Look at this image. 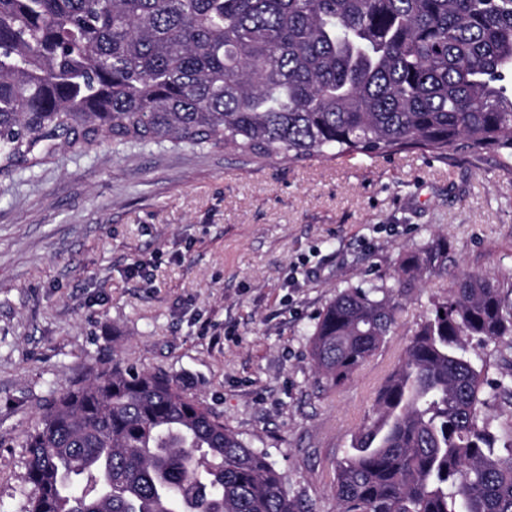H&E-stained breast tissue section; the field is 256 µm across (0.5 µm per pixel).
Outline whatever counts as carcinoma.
Returning <instances> with one entry per match:
<instances>
[{
  "label": "carcinoma",
  "instance_id": "carcinoma-1",
  "mask_svg": "<svg viewBox=\"0 0 512 512\" xmlns=\"http://www.w3.org/2000/svg\"><path fill=\"white\" fill-rule=\"evenodd\" d=\"M512 0H0V176L62 149L170 142L252 159L489 150L512 169ZM448 275V239L393 282L336 291L309 339L347 380L395 330L397 297ZM512 283L453 279L336 464L338 512H512ZM25 512H303L267 454L161 369L114 360L27 436ZM502 351H504L503 346L490 344L486 347H482L477 346L474 341L472 355L479 363L483 362L484 364H487L491 374H499L502 371L506 372L510 370V366L502 361Z\"/></svg>",
  "mask_w": 512,
  "mask_h": 512
}]
</instances>
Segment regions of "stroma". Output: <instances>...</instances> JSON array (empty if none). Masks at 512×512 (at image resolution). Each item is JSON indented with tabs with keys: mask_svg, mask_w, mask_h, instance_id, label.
<instances>
[{
	"mask_svg": "<svg viewBox=\"0 0 512 512\" xmlns=\"http://www.w3.org/2000/svg\"><path fill=\"white\" fill-rule=\"evenodd\" d=\"M448 238V276L400 297L395 332L319 383L315 319L336 291ZM512 282V171L489 151L256 162L170 144L59 151L0 178V512H23L25 435L113 359L163 369L267 453L310 512L452 276Z\"/></svg>",
	"mask_w": 512,
	"mask_h": 512,
	"instance_id": "1",
	"label": "stroma"
}]
</instances>
